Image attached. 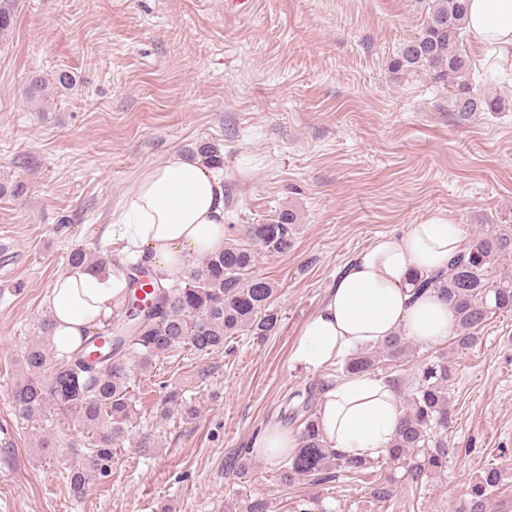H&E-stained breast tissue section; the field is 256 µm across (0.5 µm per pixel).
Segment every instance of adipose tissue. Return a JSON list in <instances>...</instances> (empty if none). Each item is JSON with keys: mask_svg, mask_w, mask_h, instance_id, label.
Returning <instances> with one entry per match:
<instances>
[{"mask_svg": "<svg viewBox=\"0 0 512 512\" xmlns=\"http://www.w3.org/2000/svg\"><path fill=\"white\" fill-rule=\"evenodd\" d=\"M464 29L476 39L490 74L512 70V0H469ZM124 217L127 236L143 247L148 264L164 275L181 272L191 259L224 248V183L173 153L138 178L124 199ZM465 246L460 225L444 216L409 225L399 236L378 237L352 258L305 321L290 359L324 379L316 418L336 454L377 457L392 444L402 416V402L387 379L339 375L336 365L400 332L422 343L448 339L453 310L418 284L446 271ZM125 286L119 262L106 274L73 269L58 275L47 297L57 321L55 348L72 351L80 326L108 320L121 307ZM253 446L257 456L274 461L296 452L298 440L271 423Z\"/></svg>", "mask_w": 512, "mask_h": 512, "instance_id": "1", "label": "adipose tissue"}]
</instances>
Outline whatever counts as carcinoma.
<instances>
[{
  "label": "carcinoma",
  "mask_w": 512,
  "mask_h": 512,
  "mask_svg": "<svg viewBox=\"0 0 512 512\" xmlns=\"http://www.w3.org/2000/svg\"><path fill=\"white\" fill-rule=\"evenodd\" d=\"M424 18L417 35L390 59L395 72H422L437 82H448L450 111L461 120L479 112H505L506 98L499 93L473 90L469 63L459 38L468 0H419ZM16 0H0V39L11 34ZM71 72L60 70L51 82L36 77L32 89L48 86L67 88ZM190 157L211 169L224 167L221 149L199 141L188 149ZM296 217L282 212L266 224H249L246 234L253 241L247 248L234 243L220 253L197 260L179 282L142 266L135 271L153 287L147 294L153 310L134 307V289L139 281L128 277L123 307L103 325L83 330L81 345L69 355L55 356L51 346L52 315L37 325L38 334L22 355V374L9 395L17 417L39 423L49 410L74 418L87 434L86 450L68 473L72 495L82 499L89 489L112 475L117 449L137 418L132 372L150 368L161 356L186 349L204 357L224 349V343L245 331L262 339L277 328L274 306L276 288L255 275L263 253L284 254L293 246ZM512 255V235L501 233L474 239L448 266V272L421 283L452 303L456 313L454 344L473 345L476 329L500 310H512V278L494 280L488 272L493 264ZM69 265L105 271L111 261L76 249ZM412 351L411 341L395 335L384 343L355 353L344 363L345 372L373 373L387 362L398 361ZM452 371L447 356L425 364L409 386L396 436L383 459L405 470L414 483L427 482L448 469V448L443 432L448 428V383ZM166 403L192 418L198 410L176 390ZM299 449L284 458L281 470L286 482L294 479L321 484L339 473L359 475L374 467L375 460L346 459L321 441L315 418L303 420ZM394 478L374 480L370 495L377 502L393 496ZM502 484V472L485 468L467 493L466 512H487L489 499Z\"/></svg>",
  "instance_id": "cac0c4a2"
}]
</instances>
